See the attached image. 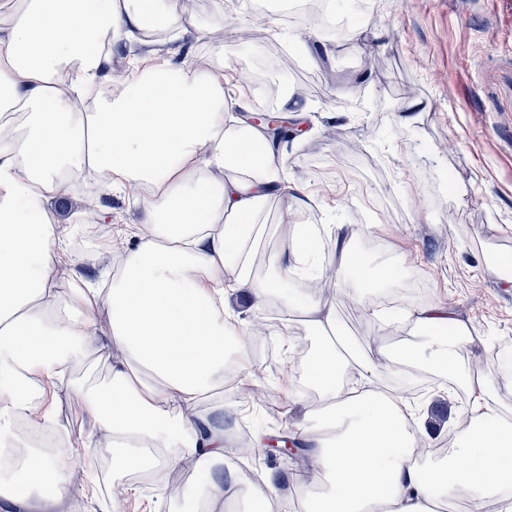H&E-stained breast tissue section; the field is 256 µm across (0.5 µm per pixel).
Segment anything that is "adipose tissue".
<instances>
[{"label":"adipose tissue","instance_id":"adipose-tissue-1","mask_svg":"<svg viewBox=\"0 0 512 512\" xmlns=\"http://www.w3.org/2000/svg\"><path fill=\"white\" fill-rule=\"evenodd\" d=\"M154 24L180 40L200 33L185 0H0V127L10 131L0 137V454L21 463L0 473V512L68 495L57 456L12 432L32 412L54 431L53 409L36 406L48 387L69 388L111 442L113 472L156 469L155 451L174 448L208 477L179 497L216 500L224 407L207 397L223 385L228 359L248 358L238 342L247 322L227 300L224 272L236 270L233 290L256 314L279 289L253 266L263 205L289 190L285 146L265 127L238 125L246 96L227 100L223 68L189 57L139 59L120 92L89 101L91 88L114 80V49ZM75 175L108 189L143 187L147 232L106 287L62 296L57 285L71 269L59 257L62 217L50 204L69 197ZM289 213L278 227L291 273L318 238L299 224L300 206ZM297 316L325 342L307 369L321 406L305 411L296 433L314 448L311 464L289 475L301 512H433L458 491L486 500L512 486V421L487 379L462 377L472 397L467 425L453 455L426 467L414 453V407L364 375L369 363H400L406 352L382 347L372 361L356 358L331 302L311 293L284 301L279 335ZM411 317L432 336L430 363L460 377L465 329L439 303ZM101 336L111 385L70 382L77 354ZM241 494L254 512H288L274 472Z\"/></svg>","mask_w":512,"mask_h":512}]
</instances>
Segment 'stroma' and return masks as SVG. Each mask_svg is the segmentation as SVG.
Wrapping results in <instances>:
<instances>
[{
	"mask_svg": "<svg viewBox=\"0 0 512 512\" xmlns=\"http://www.w3.org/2000/svg\"><path fill=\"white\" fill-rule=\"evenodd\" d=\"M335 18L347 19L343 38L316 31L313 54L290 48V72L268 70L266 84L316 82L315 93L302 97L309 108V131L290 142L283 165L291 182L309 187V207L301 220L322 225L325 249L321 262L336 263L339 225L351 226L352 249L366 268L392 266L393 281L381 289L361 287L339 273L340 287L331 297L336 320L355 352L370 358L377 346L409 354L401 367L378 370L374 379L402 398L418 394L423 410L414 428L419 440L433 448L455 447L458 393L449 378L437 375L427 361L428 336L408 318L396 325L373 316L374 296L397 291L414 280L420 293L402 294L403 309L439 302L448 307L470 334L458 354L462 373L487 378L496 400L512 412V0H404L391 11L385 0H335ZM255 44L237 40L222 49L205 40L173 41L169 52H192L202 63L252 67ZM421 88L423 105L413 122H404L407 98L402 83ZM359 140L364 152L348 148ZM335 174L334 192L317 185L316 168ZM292 199H270L258 247L255 272L280 280L282 293L298 296L299 282L285 277L278 263L279 217ZM302 338L309 352L321 338L302 319H294L284 336H269L253 348L251 365L240 372L243 382L261 389L280 381V355L292 338ZM224 404V435L233 462L228 479L252 478L276 469L290 473L293 463L264 455L238 457L243 422L238 393L216 388ZM453 401L451 421L432 423L436 400ZM71 395L54 399L56 427L79 438L94 458L109 450Z\"/></svg>",
	"mask_w": 512,
	"mask_h": 512,
	"instance_id": "1",
	"label": "stroma"
}]
</instances>
